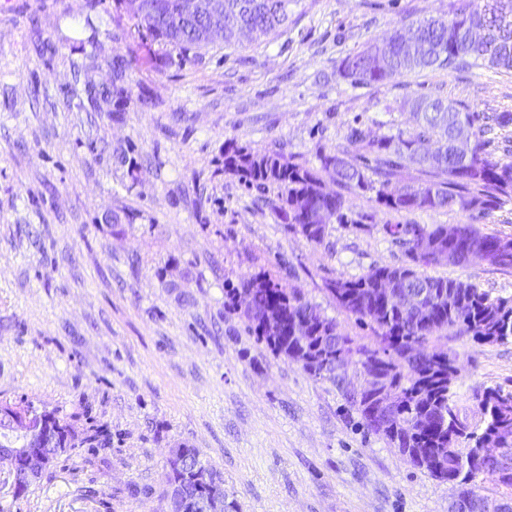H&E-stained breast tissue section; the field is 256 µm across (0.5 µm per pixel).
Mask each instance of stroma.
I'll use <instances>...</instances> for the list:
<instances>
[{
	"label": "stroma",
	"mask_w": 512,
	"mask_h": 512,
	"mask_svg": "<svg viewBox=\"0 0 512 512\" xmlns=\"http://www.w3.org/2000/svg\"><path fill=\"white\" fill-rule=\"evenodd\" d=\"M456 2L298 0L280 35L177 63L115 0H0V401L112 433L106 461L76 449L24 497L0 499L5 512H169L163 473L181 443L223 474L238 512H448L455 485L362 426L347 396L365 385L358 362L345 390L308 374L251 335L225 292L269 273L369 345L328 282L402 264L388 224L512 236V200L396 214L350 193L348 223L331 221L315 245L288 230L277 189L258 193L222 167L228 141L311 162L354 125L411 133L422 95L512 112V72L339 76L347 54ZM129 56L127 96L88 103ZM426 273L512 296V270L479 259ZM445 345L459 367L451 403L481 427L478 393L512 390V342Z\"/></svg>",
	"instance_id": "obj_1"
}]
</instances>
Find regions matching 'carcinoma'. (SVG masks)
Wrapping results in <instances>:
<instances>
[{"label":"carcinoma","mask_w":512,"mask_h":512,"mask_svg":"<svg viewBox=\"0 0 512 512\" xmlns=\"http://www.w3.org/2000/svg\"><path fill=\"white\" fill-rule=\"evenodd\" d=\"M295 0H226L224 46L235 47L276 36L288 28ZM176 0H145L136 21L145 36L186 59L210 47L200 21L183 22L175 14ZM420 49L411 50L405 31L394 28L383 38L388 51L374 46L347 55L339 75L354 85L384 83L425 69L474 63L489 69L512 70V0H464L452 16L430 17L411 24ZM480 27L485 39L474 43L469 30ZM117 83L112 94L121 97L132 62H113ZM418 127L411 134L370 138L353 129L336 152L317 155L320 168L296 163L284 151L263 154L231 141L224 144V174L250 189H278L279 212L288 230L320 245L329 213L343 223L347 192H372L375 202L389 212L451 209L483 212L512 197V162H501L487 151L495 128L512 125V112H497L484 121L477 112H462L441 98L418 97L411 103ZM409 165L428 174L424 182L394 183ZM335 174L339 190L326 189L320 171ZM386 232L403 248L406 261L398 266L371 268L357 279H338L328 290L344 312L372 331L375 344L354 346L336 320L326 316L297 288H284L266 273L245 279L226 291L228 309L241 313L250 332L275 354L301 364L310 375L343 383L339 353L354 350L367 356L361 366L377 372L378 387L350 395L362 424L401 450L416 467L457 486L451 512H484L488 502L500 512H512V464L504 466L479 449L490 440L497 448H512V391L489 388L480 397L482 427L472 430L451 405V390L458 375L456 358L437 344L452 332L477 342L512 341V297H491L471 283L425 275V267L465 266L475 252L488 264L512 269V254L502 252L512 238L482 233L473 224H387ZM418 344V361L405 354ZM399 392L389 403L388 393ZM69 451L111 449L112 435L89 422L79 428L63 419ZM469 444L463 454L459 440ZM491 481L497 492L477 493L471 482ZM171 512L180 492L202 498L214 488L224 491V478L200 459L199 451L185 444L171 449L165 466Z\"/></svg>","instance_id":"carcinoma-1"}]
</instances>
